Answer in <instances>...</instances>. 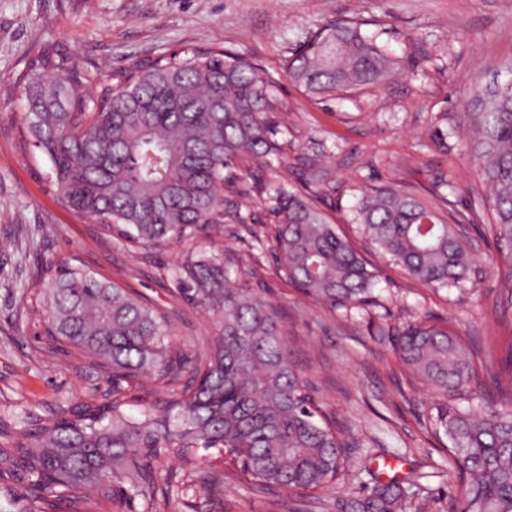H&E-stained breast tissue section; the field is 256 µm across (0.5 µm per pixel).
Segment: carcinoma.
Wrapping results in <instances>:
<instances>
[{"label": "carcinoma", "instance_id": "1", "mask_svg": "<svg viewBox=\"0 0 512 512\" xmlns=\"http://www.w3.org/2000/svg\"><path fill=\"white\" fill-rule=\"evenodd\" d=\"M356 17L329 21L272 73L225 48L172 53L97 77L57 49L43 50L19 78L25 123L51 160L60 199L112 238L162 251L182 245L167 273L204 311L213 332L203 355L172 341L169 316L71 263L49 266L27 308L43 321L49 351L76 360L96 381L89 397L40 411L0 415V489L18 512H88L97 497L169 504L195 486L212 495L224 471L203 472L197 451L216 449L258 488L318 491L350 462L336 422L322 412L293 361L279 308L263 283L224 256V225L249 255L271 249L305 294L345 314L381 308L377 275L321 206L336 192L314 141L288 156L290 110L281 78L317 100L376 91L406 74L403 59ZM503 78L474 87L460 104L491 208V230L512 278V60ZM432 140L448 143V113ZM320 186L306 196L279 174ZM347 221L387 261L430 288L471 281L465 225L439 194L385 182L352 189ZM277 227L263 230L261 215ZM412 379L433 394L428 423L444 435L463 478L452 512H512V383L482 372L467 341L429 311L412 322L376 324ZM167 395L143 418L125 408L144 381ZM507 389L501 408L476 390ZM178 465L157 478L151 463ZM407 491L376 482L336 500V512H405Z\"/></svg>", "mask_w": 512, "mask_h": 512}]
</instances>
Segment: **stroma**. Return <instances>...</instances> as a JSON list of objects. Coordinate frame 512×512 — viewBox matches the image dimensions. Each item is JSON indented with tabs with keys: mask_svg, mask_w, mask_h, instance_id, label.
<instances>
[{
	"mask_svg": "<svg viewBox=\"0 0 512 512\" xmlns=\"http://www.w3.org/2000/svg\"><path fill=\"white\" fill-rule=\"evenodd\" d=\"M382 19V40L410 59L408 78L374 94L313 102L289 82L288 127L295 147L324 140L339 150L328 160L336 177L330 214L378 269L390 321L418 306L447 318L471 340L490 370L512 374V312L500 308L512 288L496 264L488 226L470 228L475 288L434 291L387 265L346 221L352 186L393 182L441 186L457 210H481V178L457 139L439 147L424 133L436 113L456 115L477 75L512 56V0H0V412L38 409L84 395L88 382L44 354L37 325L21 309L38 264L64 260L108 277L171 315L173 341L199 353L210 319L177 297L167 273L181 249L151 252L119 243L94 220L62 204L52 165L36 148L23 118L16 81L44 48L66 52L81 68L105 73L176 49L224 47L268 70L333 18ZM268 296L281 307L295 363L322 409L353 442L354 469L331 489L259 491L225 471L208 512H334L337 498L376 479L397 478L408 493L406 512H450L462 486L455 460L425 430L432 397L401 368L390 344L374 336L377 318L332 311L280 275L271 252L252 264Z\"/></svg>",
	"mask_w": 512,
	"mask_h": 512,
	"instance_id": "stroma-1",
	"label": "stroma"
}]
</instances>
